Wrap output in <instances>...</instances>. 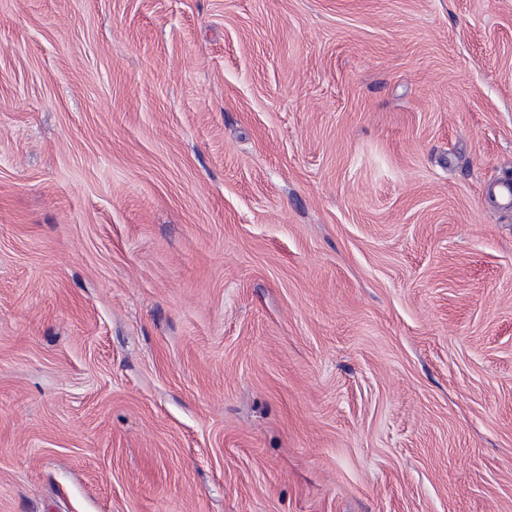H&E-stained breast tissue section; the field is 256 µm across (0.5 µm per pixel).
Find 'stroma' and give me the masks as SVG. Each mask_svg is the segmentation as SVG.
<instances>
[{
	"label": "stroma",
	"instance_id": "35a3bbf8",
	"mask_svg": "<svg viewBox=\"0 0 512 512\" xmlns=\"http://www.w3.org/2000/svg\"><path fill=\"white\" fill-rule=\"evenodd\" d=\"M512 0H0V512H512Z\"/></svg>",
	"mask_w": 512,
	"mask_h": 512
}]
</instances>
